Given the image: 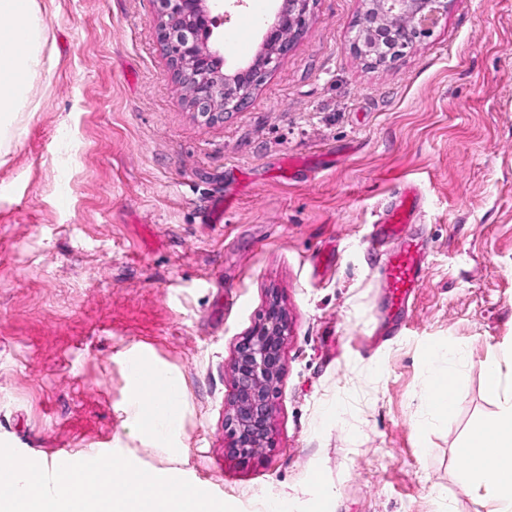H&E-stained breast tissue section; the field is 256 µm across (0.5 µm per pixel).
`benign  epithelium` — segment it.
Returning <instances> with one entry per match:
<instances>
[{
	"mask_svg": "<svg viewBox=\"0 0 512 512\" xmlns=\"http://www.w3.org/2000/svg\"><path fill=\"white\" fill-rule=\"evenodd\" d=\"M155 18L160 44L175 82L185 90L194 114L213 123L242 108L271 65L292 50L306 24L311 0H282L261 51L232 75L209 47L213 29L231 13L212 14L207 0H158ZM357 20L356 53L375 65H389L431 36L448 15V0H363ZM288 313L278 293L267 294L264 310L239 338L231 363L233 394L224 410L229 442L224 454L243 465L274 451L272 417L281 392L288 341Z\"/></svg>",
	"mask_w": 512,
	"mask_h": 512,
	"instance_id": "benign-epithelium-1",
	"label": "benign epithelium"
}]
</instances>
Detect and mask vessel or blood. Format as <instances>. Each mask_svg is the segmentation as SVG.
<instances>
[{
  "mask_svg": "<svg viewBox=\"0 0 512 512\" xmlns=\"http://www.w3.org/2000/svg\"><path fill=\"white\" fill-rule=\"evenodd\" d=\"M421 192L411 183L403 184L388 209L376 220L370 247L382 259L379 274L390 290L392 307L398 308L420 288L424 252L419 240L410 234L420 212Z\"/></svg>",
  "mask_w": 512,
  "mask_h": 512,
  "instance_id": "b4317fda",
  "label": "vessel or blood"
}]
</instances>
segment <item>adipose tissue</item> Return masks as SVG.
I'll return each instance as SVG.
<instances>
[{"mask_svg": "<svg viewBox=\"0 0 512 512\" xmlns=\"http://www.w3.org/2000/svg\"><path fill=\"white\" fill-rule=\"evenodd\" d=\"M42 69V24L36 0H0V146L12 140L18 113L37 111L31 85ZM428 358L435 367L422 406L432 415L452 416L458 405L452 369L456 350L433 349ZM126 367L130 384L123 405L126 426L165 449L170 458H182L184 449L175 445L186 408L181 377L143 356L130 357ZM148 372L162 384V409H154L148 401L144 379ZM462 451L470 462L468 485L484 489L496 512H512V397L502 404L493 424L471 429Z\"/></svg>", "mask_w": 512, "mask_h": 512, "instance_id": "ef3b65f1", "label": "adipose tissue"}]
</instances>
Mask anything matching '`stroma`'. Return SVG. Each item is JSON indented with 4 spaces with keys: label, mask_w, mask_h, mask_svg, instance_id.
I'll list each match as a JSON object with an SVG mask.
<instances>
[{
    "label": "stroma",
    "mask_w": 512,
    "mask_h": 512,
    "mask_svg": "<svg viewBox=\"0 0 512 512\" xmlns=\"http://www.w3.org/2000/svg\"><path fill=\"white\" fill-rule=\"evenodd\" d=\"M48 68L37 112L0 149V442L31 460L162 449L123 426L126 358L178 373L187 479L239 512L287 498L308 512H493L466 492L469 429L512 388V0H449L431 37L393 65L355 53L361 0H314L288 57L241 109L208 124L171 77L154 0H38ZM279 0H246L215 29L260 51ZM308 162L293 178L286 158ZM417 184L410 231L425 279L401 315L386 304L372 226ZM232 200L223 223L205 212ZM277 291L290 322L276 447L224 454L230 364ZM463 352L450 420L421 408L426 352Z\"/></svg>",
    "instance_id": "obj_1"
}]
</instances>
